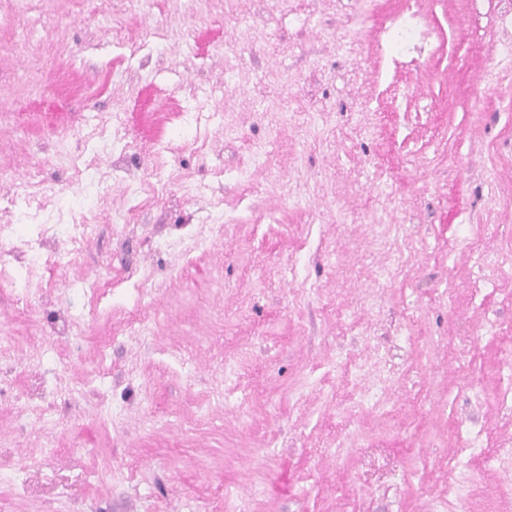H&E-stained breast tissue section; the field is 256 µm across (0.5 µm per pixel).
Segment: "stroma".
I'll return each mask as SVG.
<instances>
[{"instance_id": "stroma-1", "label": "stroma", "mask_w": 512, "mask_h": 512, "mask_svg": "<svg viewBox=\"0 0 512 512\" xmlns=\"http://www.w3.org/2000/svg\"><path fill=\"white\" fill-rule=\"evenodd\" d=\"M503 6L0 0V512H512Z\"/></svg>"}]
</instances>
